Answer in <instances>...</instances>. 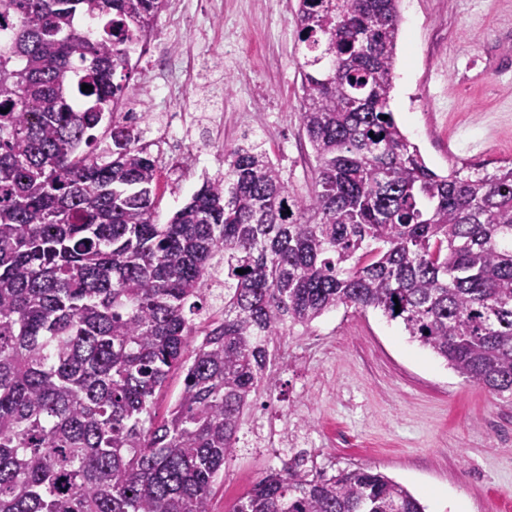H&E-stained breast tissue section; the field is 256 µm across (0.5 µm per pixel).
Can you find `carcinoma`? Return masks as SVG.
Instances as JSON below:
<instances>
[{
  "label": "carcinoma",
  "instance_id": "obj_1",
  "mask_svg": "<svg viewBox=\"0 0 512 512\" xmlns=\"http://www.w3.org/2000/svg\"><path fill=\"white\" fill-rule=\"evenodd\" d=\"M166 2L0 5V512H211L271 344L339 305L380 310L512 399V162L442 175L401 131L400 0H299L307 192L245 135L160 224L158 157L114 78L132 67L118 44ZM106 112L112 147L90 151ZM232 512L425 506L369 468L284 462ZM182 383L183 374H180V372H172L163 390L157 394L155 407L156 412L160 417L166 415L170 405L180 393Z\"/></svg>",
  "mask_w": 512,
  "mask_h": 512
}]
</instances>
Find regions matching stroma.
<instances>
[{
    "instance_id": "1",
    "label": "stroma",
    "mask_w": 512,
    "mask_h": 512,
    "mask_svg": "<svg viewBox=\"0 0 512 512\" xmlns=\"http://www.w3.org/2000/svg\"><path fill=\"white\" fill-rule=\"evenodd\" d=\"M193 27L161 13L156 41L125 83L151 114L144 138L159 157L157 220L166 223L224 169L243 134L265 143L292 186L315 166L298 112L297 0H218ZM179 85L144 100L148 80ZM391 109L429 167L512 160V0H401ZM188 113L180 131L193 157L177 171L164 156L163 117ZM274 392L259 391L244 441L214 485L212 512H230L277 459L259 446L267 428L299 436L289 459L313 449L317 469L366 467L405 486L426 512L512 507V401L466 382L401 323L375 309L338 306L271 349Z\"/></svg>"
}]
</instances>
